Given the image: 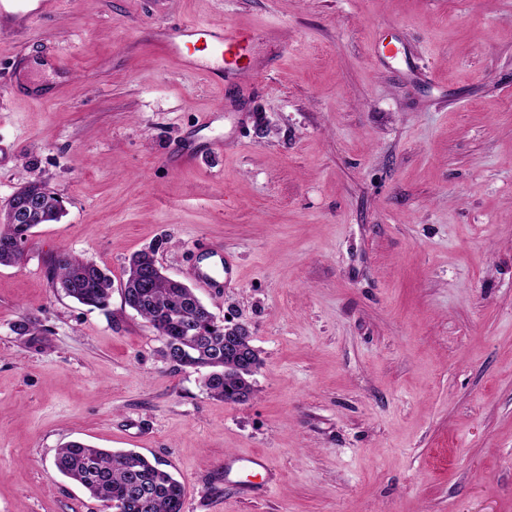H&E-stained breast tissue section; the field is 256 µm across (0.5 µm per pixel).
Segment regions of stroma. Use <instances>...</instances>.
Returning a JSON list of instances; mask_svg holds the SVG:
<instances>
[{"mask_svg":"<svg viewBox=\"0 0 512 512\" xmlns=\"http://www.w3.org/2000/svg\"><path fill=\"white\" fill-rule=\"evenodd\" d=\"M231 23L259 75L182 68L154 32ZM0 202L65 214L0 266V512H106L62 476L81 441L165 464L182 512H512V0H58L0 31ZM248 326L242 404L164 357L129 258ZM69 251L106 308L53 287ZM278 479L243 493L224 455ZM52 284L79 303L104 308L112 295L110 271L63 251L52 261Z\"/></svg>","mask_w":512,"mask_h":512,"instance_id":"1","label":"stroma"}]
</instances>
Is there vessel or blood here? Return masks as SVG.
Returning <instances> with one entry per match:
<instances>
[{
  "instance_id": "1",
  "label": "vessel or blood",
  "mask_w": 512,
  "mask_h": 512,
  "mask_svg": "<svg viewBox=\"0 0 512 512\" xmlns=\"http://www.w3.org/2000/svg\"><path fill=\"white\" fill-rule=\"evenodd\" d=\"M57 0H0V18L10 19L13 27L25 28L36 18L54 10ZM166 53L188 68H199L201 52L215 58L247 57L252 37L232 24L183 22L156 33ZM274 473L267 460L258 455H228L224 458V480L256 491L259 484H271Z\"/></svg>"
}]
</instances>
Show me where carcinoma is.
<instances>
[{
    "instance_id": "carcinoma-1",
    "label": "carcinoma",
    "mask_w": 512,
    "mask_h": 512,
    "mask_svg": "<svg viewBox=\"0 0 512 512\" xmlns=\"http://www.w3.org/2000/svg\"><path fill=\"white\" fill-rule=\"evenodd\" d=\"M32 224L0 223V266L19 264L25 250L13 249L14 239H27ZM148 252L131 256L124 270V302L163 339L164 354L182 348L178 365L208 368L203 386L227 403H243L254 394L253 377L262 360L247 331L229 340L211 329L213 313L194 291L163 273L149 288L139 283L140 271L150 264ZM52 284L79 303L104 308L112 295L110 271L63 251L52 261ZM55 467L103 503L122 500L124 512H182L184 488L159 461L135 451H111L71 441L59 448Z\"/></svg>"
}]
</instances>
